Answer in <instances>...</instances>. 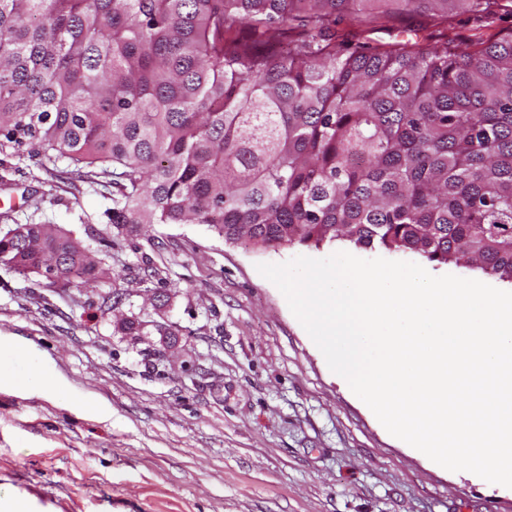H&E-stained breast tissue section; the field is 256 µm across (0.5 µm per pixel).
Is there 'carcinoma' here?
<instances>
[{
	"mask_svg": "<svg viewBox=\"0 0 512 512\" xmlns=\"http://www.w3.org/2000/svg\"><path fill=\"white\" fill-rule=\"evenodd\" d=\"M413 5L466 13L463 51L371 45ZM512 0H0V151L112 177L117 230L208 224L228 243L413 253L512 283ZM0 261L89 288L53 225Z\"/></svg>",
	"mask_w": 512,
	"mask_h": 512,
	"instance_id": "carcinoma-1",
	"label": "carcinoma"
}]
</instances>
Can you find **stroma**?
<instances>
[{"instance_id": "obj_1", "label": "stroma", "mask_w": 512, "mask_h": 512, "mask_svg": "<svg viewBox=\"0 0 512 512\" xmlns=\"http://www.w3.org/2000/svg\"><path fill=\"white\" fill-rule=\"evenodd\" d=\"M111 206L57 153L0 154V225L103 260L88 289L0 266V512H512V488L389 434L256 269L342 244L127 234Z\"/></svg>"}]
</instances>
